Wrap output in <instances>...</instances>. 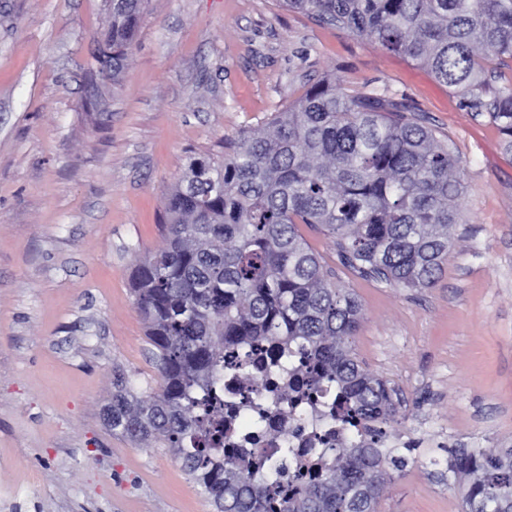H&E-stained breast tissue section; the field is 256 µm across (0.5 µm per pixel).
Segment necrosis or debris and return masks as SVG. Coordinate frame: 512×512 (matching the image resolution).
Returning <instances> with one entry per match:
<instances>
[{"mask_svg": "<svg viewBox=\"0 0 512 512\" xmlns=\"http://www.w3.org/2000/svg\"><path fill=\"white\" fill-rule=\"evenodd\" d=\"M298 364L292 357L272 368L259 355L243 367L225 369V447L257 461L277 459L283 447H292L289 470L295 473L333 462L336 449L349 444L350 434L338 431L328 416L335 398L329 385L314 399L290 405L288 396L302 380Z\"/></svg>", "mask_w": 512, "mask_h": 512, "instance_id": "necrosis-or-debris-1", "label": "necrosis or debris"}]
</instances>
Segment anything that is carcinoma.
<instances>
[{
  "label": "carcinoma",
  "instance_id": "carcinoma-1",
  "mask_svg": "<svg viewBox=\"0 0 512 512\" xmlns=\"http://www.w3.org/2000/svg\"><path fill=\"white\" fill-rule=\"evenodd\" d=\"M145 0H112L98 61L121 72ZM321 25L425 66L487 115L512 154V0H282ZM448 142L387 89L339 94L327 80L243 133L232 153L190 155L167 196L166 245L136 260L135 306L157 349L162 385L135 390L113 371L103 416L137 446L172 450L214 512H266L286 475L224 456L226 356L297 345L308 375L336 390V420L363 441L296 477L281 512H377L406 459L389 446L398 407L352 347L361 305L331 282L301 226L334 239L342 264L402 288H429L460 223ZM462 512H512V448H450Z\"/></svg>",
  "mask_w": 512,
  "mask_h": 512
}]
</instances>
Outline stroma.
I'll list each match as a JSON object with an SVG mask.
<instances>
[{"instance_id": "stroma-1", "label": "stroma", "mask_w": 512, "mask_h": 512, "mask_svg": "<svg viewBox=\"0 0 512 512\" xmlns=\"http://www.w3.org/2000/svg\"><path fill=\"white\" fill-rule=\"evenodd\" d=\"M107 0H0V512H213L169 449L106 428L120 368L159 370L135 258L164 245L188 155L220 156L322 78L406 96L459 163L454 247L429 288L344 268L303 234L363 318L353 347L399 397L378 512H461L452 448L512 445V155L488 117L404 56L279 0H148L119 76L97 45Z\"/></svg>"}]
</instances>
